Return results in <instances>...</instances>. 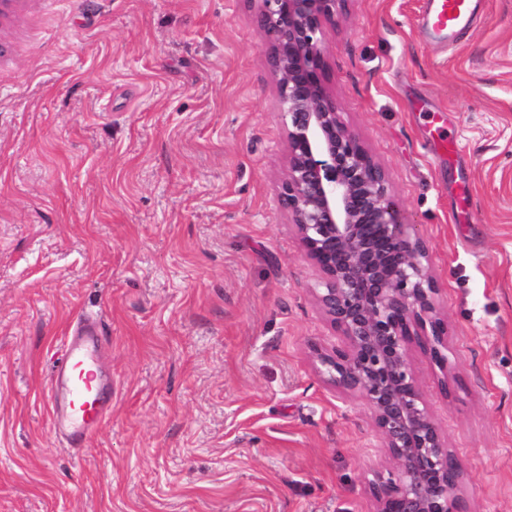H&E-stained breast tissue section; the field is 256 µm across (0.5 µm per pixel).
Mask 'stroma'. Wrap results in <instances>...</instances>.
Wrapping results in <instances>:
<instances>
[{"mask_svg":"<svg viewBox=\"0 0 512 512\" xmlns=\"http://www.w3.org/2000/svg\"><path fill=\"white\" fill-rule=\"evenodd\" d=\"M426 0H350L326 38L344 119L426 241L459 370L411 365L467 471L512 512V0L455 40ZM457 160L432 153V117ZM287 143L246 0H17L0 18V512H372L365 403L278 186ZM473 207L458 224L457 188ZM100 320L112 412L54 433L49 375Z\"/></svg>","mask_w":512,"mask_h":512,"instance_id":"35a3bbf8","label":"stroma"}]
</instances>
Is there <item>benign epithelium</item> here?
Here are the masks:
<instances>
[{"label": "benign epithelium", "mask_w": 512, "mask_h": 512, "mask_svg": "<svg viewBox=\"0 0 512 512\" xmlns=\"http://www.w3.org/2000/svg\"><path fill=\"white\" fill-rule=\"evenodd\" d=\"M252 2L287 128L279 204L321 275L314 299L343 343L313 348L315 367L338 395L365 402L387 456L364 476L373 512H470L467 473L410 363L416 345L445 390L456 369L430 250L329 86L326 34L339 30L348 0Z\"/></svg>", "instance_id": "benign-epithelium-1"}]
</instances>
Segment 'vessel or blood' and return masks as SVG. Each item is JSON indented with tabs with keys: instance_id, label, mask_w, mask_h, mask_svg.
<instances>
[{
	"instance_id": "b4317fda",
	"label": "vessel or blood",
	"mask_w": 512,
	"mask_h": 512,
	"mask_svg": "<svg viewBox=\"0 0 512 512\" xmlns=\"http://www.w3.org/2000/svg\"><path fill=\"white\" fill-rule=\"evenodd\" d=\"M479 5L480 0H429L420 32L431 39H451L471 24ZM100 332L98 322H83L78 336L66 341L50 376L52 425L74 449L87 446L112 406V383L97 367Z\"/></svg>"
}]
</instances>
